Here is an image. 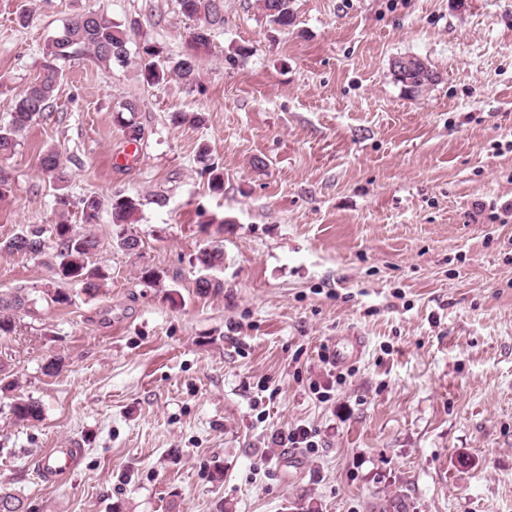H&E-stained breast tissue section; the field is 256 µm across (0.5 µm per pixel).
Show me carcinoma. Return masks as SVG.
Listing matches in <instances>:
<instances>
[{
  "label": "carcinoma",
  "mask_w": 512,
  "mask_h": 512,
  "mask_svg": "<svg viewBox=\"0 0 512 512\" xmlns=\"http://www.w3.org/2000/svg\"><path fill=\"white\" fill-rule=\"evenodd\" d=\"M182 15L193 22L191 32L192 52L179 58H169L165 64L158 63L161 50L152 44L142 45L137 55L148 84H154L168 75L175 76L186 85L197 83L198 55L210 41L213 28L224 23L223 0H179ZM259 8L272 22L282 27L292 25L294 12L292 0H259ZM127 29L110 19L101 10H88L78 14L55 33L42 50L39 73L14 100L11 120L0 126V162L9 159L19 145L22 134L53 108L56 92L63 77L60 63L86 55L103 68H112L120 63H129L130 56L121 59L117 52L129 50ZM396 82L411 97L429 90L420 81L419 73L392 68ZM129 117L117 113V122L124 128L128 139H141V128L134 121L137 105L127 102L122 106ZM197 162L201 174L207 176L209 188L218 193L224 190V171L211 157L210 149L202 144L198 147ZM41 174L53 184L57 191L55 205L57 221L46 229L32 225L25 231L4 241L0 250L8 253L28 255L34 258L50 256L55 271V280L40 290L39 299L49 305L61 306L71 303L70 294L62 285L76 283L81 291L93 299L105 287L107 279L103 270L96 266L93 257L103 246L101 239L92 231L97 223L102 202L96 196L82 199V213L85 226L78 227L68 222L66 213L70 206L67 193L69 179L66 166L59 150L49 147L38 160ZM141 201L136 196L117 194L109 204L112 237L111 245L123 252L137 256L140 250L133 246L140 242L133 231L139 221ZM197 263L204 271L224 266V249L220 244L210 243L200 249ZM36 299L24 290H17L7 296L0 295V336H10L17 331L20 321L34 313ZM17 381L13 378L11 365L0 360V392L12 391ZM9 412L17 423L38 421L42 417L41 404L32 398L17 397L9 405Z\"/></svg>",
  "instance_id": "cac0c4a2"
}]
</instances>
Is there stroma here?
Returning <instances> with one entry per match:
<instances>
[{
  "mask_svg": "<svg viewBox=\"0 0 512 512\" xmlns=\"http://www.w3.org/2000/svg\"><path fill=\"white\" fill-rule=\"evenodd\" d=\"M175 58L190 50L178 0H0V125L39 72L48 39L88 9ZM32 21L20 25L21 10ZM283 28L256 0H224L198 82H145L136 63L64 65L53 110L6 167L0 240L56 220L37 168L56 147L68 220L84 197L138 196L140 256L93 229L107 273L88 299L38 304L0 336L22 426L0 397V483L27 512H512V0H294ZM426 60L440 79L408 97L390 64ZM137 103L136 165L116 114ZM176 112L203 113L202 126ZM224 168L212 192L196 163ZM265 159L254 169L253 157ZM165 196L158 206L156 196ZM220 241V290L198 294L195 257ZM159 270L144 287L140 267ZM44 259L0 252V293H36ZM367 342L342 370L335 337ZM64 366L47 376L43 365ZM312 429L314 448L282 434ZM48 448H79L62 481ZM197 162L201 165L200 172L207 175L208 186L213 192L224 190V171L211 157L210 149L202 144L198 147ZM9 412L16 423L39 421L42 417L41 404L32 398L17 397L9 405Z\"/></svg>",
  "mask_w": 512,
  "mask_h": 512,
  "instance_id": "obj_1",
  "label": "stroma"
}]
</instances>
